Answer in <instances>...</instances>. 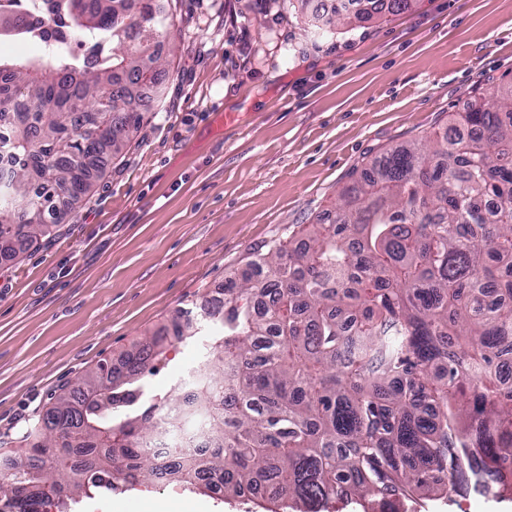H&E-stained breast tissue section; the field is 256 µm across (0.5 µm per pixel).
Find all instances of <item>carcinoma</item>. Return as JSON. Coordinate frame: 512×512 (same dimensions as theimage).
<instances>
[{
	"label": "carcinoma",
	"instance_id": "1",
	"mask_svg": "<svg viewBox=\"0 0 512 512\" xmlns=\"http://www.w3.org/2000/svg\"><path fill=\"white\" fill-rule=\"evenodd\" d=\"M0 0V18L49 58L0 57V260L13 261L80 207L88 165L137 135L146 92L165 69L172 0ZM385 0H336L331 28ZM498 207L484 214L481 201ZM329 223L302 228L224 281L209 318L193 409L210 448L186 443L181 482L259 493L321 512L343 493L422 499L512 494V88L479 94L429 138L390 148L353 173ZM175 335H197L187 311ZM151 336L59 395L23 435L27 462L6 474L0 512H41L112 480L154 479L149 443L174 424L145 373L165 354ZM54 448L56 453L46 454Z\"/></svg>",
	"mask_w": 512,
	"mask_h": 512
}]
</instances>
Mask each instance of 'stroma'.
I'll use <instances>...</instances> for the list:
<instances>
[{
	"instance_id": "obj_1",
	"label": "stroma",
	"mask_w": 512,
	"mask_h": 512,
	"mask_svg": "<svg viewBox=\"0 0 512 512\" xmlns=\"http://www.w3.org/2000/svg\"><path fill=\"white\" fill-rule=\"evenodd\" d=\"M173 23L163 109L122 156L103 155L80 208L0 263L2 446L77 378L198 310L249 255L324 219L364 159L512 85V0H414L324 37L288 0H175ZM217 333L205 323L168 345L148 387L190 384ZM71 512L264 510L153 480L74 496ZM385 512H512V498L432 495Z\"/></svg>"
}]
</instances>
